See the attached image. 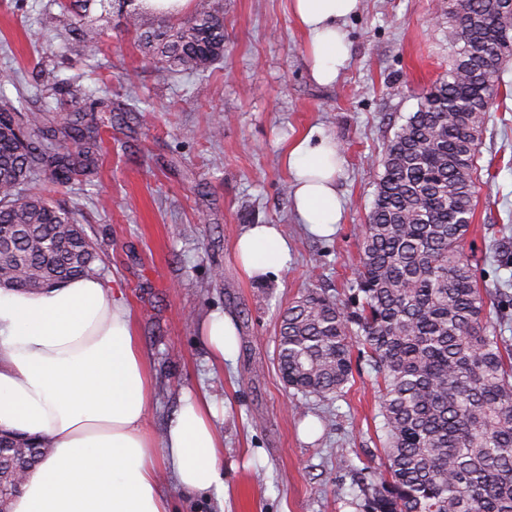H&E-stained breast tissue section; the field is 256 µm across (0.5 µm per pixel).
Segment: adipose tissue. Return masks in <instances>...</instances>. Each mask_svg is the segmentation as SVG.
Here are the masks:
<instances>
[{"label": "adipose tissue", "mask_w": 512, "mask_h": 512, "mask_svg": "<svg viewBox=\"0 0 512 512\" xmlns=\"http://www.w3.org/2000/svg\"><path fill=\"white\" fill-rule=\"evenodd\" d=\"M358 0H292L307 40L311 74L335 81L349 58L342 20ZM293 206L311 233L340 222L339 149L309 131L286 151ZM235 255L251 277L288 257L272 224L249 225ZM213 364L238 347L234 321L220 313L202 323ZM153 395L150 363L123 299L99 278L73 279L37 293L0 287V430L46 436L48 455L26 473L10 512H174L158 479L167 472L183 493L224 491V440L210 396L184 391L162 436L146 422Z\"/></svg>", "instance_id": "adipose-tissue-1"}]
</instances>
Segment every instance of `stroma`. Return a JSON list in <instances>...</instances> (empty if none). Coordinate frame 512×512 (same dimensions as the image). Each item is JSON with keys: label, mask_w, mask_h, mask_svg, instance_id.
I'll use <instances>...</instances> for the list:
<instances>
[{"label": "stroma", "mask_w": 512, "mask_h": 512, "mask_svg": "<svg viewBox=\"0 0 512 512\" xmlns=\"http://www.w3.org/2000/svg\"><path fill=\"white\" fill-rule=\"evenodd\" d=\"M442 0H360L346 17L350 57L335 83H316L291 0H224V57L205 76L159 75L125 30L120 0H93L100 38L79 55L48 24L58 0H0V85L25 112L56 99L90 103L109 88L112 114L98 128L93 184H43L77 214L100 246L101 278L130 308L154 372L147 424L162 433L184 390L204 387L226 413L224 495L186 502L172 477L177 512H355L354 469L376 465L378 393L361 373L341 396L287 389L278 372L279 314L301 292L345 288L372 207L376 166L418 94L448 68ZM320 129L341 155L343 217L312 235L293 207L289 145ZM477 204L465 248L477 276L502 287L511 273L490 254H512V96H499L479 148ZM252 224L278 225L288 258L247 278L234 242ZM231 315L238 349L211 367L200 323Z\"/></svg>", "instance_id": "obj_1"}]
</instances>
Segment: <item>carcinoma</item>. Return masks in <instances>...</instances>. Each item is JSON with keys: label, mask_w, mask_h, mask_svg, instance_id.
I'll list each match as a JSON object with an SVG mask.
<instances>
[{"label": "carcinoma", "mask_w": 512, "mask_h": 512, "mask_svg": "<svg viewBox=\"0 0 512 512\" xmlns=\"http://www.w3.org/2000/svg\"><path fill=\"white\" fill-rule=\"evenodd\" d=\"M126 31L158 40L155 69L201 74L224 56V6L199 0L186 21L144 29L143 4ZM63 29L78 52L97 38L74 5ZM448 70L424 89L379 161L373 207L341 300L311 289L282 314L276 358L282 380L330 399L351 383L352 348L379 386L380 469H360L356 512H512V344L503 315L487 306L465 239L475 213L479 146L512 56L509 0H448ZM19 112L0 99V283L39 290L98 275V247L74 214L42 192L97 175L100 117ZM0 433V483L38 463Z\"/></svg>", "instance_id": "obj_1"}]
</instances>
